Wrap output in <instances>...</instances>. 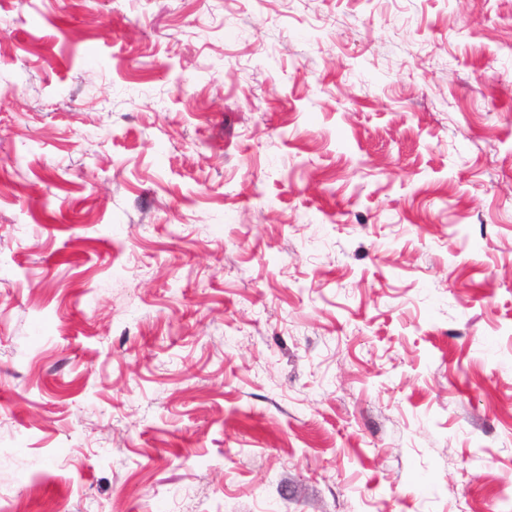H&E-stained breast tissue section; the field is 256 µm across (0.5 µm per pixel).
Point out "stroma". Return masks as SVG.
Masks as SVG:
<instances>
[{
	"label": "stroma",
	"instance_id": "35a3bbf8",
	"mask_svg": "<svg viewBox=\"0 0 512 512\" xmlns=\"http://www.w3.org/2000/svg\"><path fill=\"white\" fill-rule=\"evenodd\" d=\"M510 493L512 0H0V502Z\"/></svg>",
	"mask_w": 512,
	"mask_h": 512
}]
</instances>
